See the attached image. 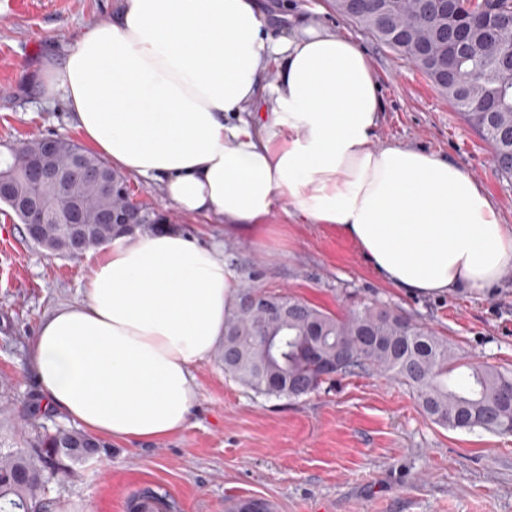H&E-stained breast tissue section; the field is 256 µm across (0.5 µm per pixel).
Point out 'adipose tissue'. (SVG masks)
I'll use <instances>...</instances> for the list:
<instances>
[{
    "label": "adipose tissue",
    "instance_id": "adipose-tissue-1",
    "mask_svg": "<svg viewBox=\"0 0 512 512\" xmlns=\"http://www.w3.org/2000/svg\"><path fill=\"white\" fill-rule=\"evenodd\" d=\"M39 92L113 168L259 250L287 245L270 221L285 203L413 296L489 288L512 266L480 183L439 153L376 143L384 101L364 50L313 20L277 34L258 0H121L44 60ZM238 287L218 240L177 226L114 238L83 302L37 327L43 408L116 442L180 432Z\"/></svg>",
    "mask_w": 512,
    "mask_h": 512
}]
</instances>
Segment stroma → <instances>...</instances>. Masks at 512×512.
Instances as JSON below:
<instances>
[{
  "label": "stroma",
  "mask_w": 512,
  "mask_h": 512,
  "mask_svg": "<svg viewBox=\"0 0 512 512\" xmlns=\"http://www.w3.org/2000/svg\"><path fill=\"white\" fill-rule=\"evenodd\" d=\"M118 0H24L0 4V152L38 137L77 139L63 101H41L42 58L64 56L89 24ZM282 15H307L365 50L378 75L385 111L376 132L438 152L476 179L512 229V178L494 165L483 141L414 64L344 19L335 0H261ZM128 182L136 202L207 239L212 221L182 215L152 184ZM288 248L266 254L245 245L260 287L324 309L381 300L433 328L462 354L512 371V274L482 290L414 297L387 285L360 250L334 230L290 222ZM86 257L47 255L16 217L0 213V445L19 446L37 391L26 364L41 319L83 298ZM199 401L179 434L152 442L108 443L53 503L74 512H125L128 497L152 490L168 512H225L227 499L248 493L272 512H512V434L449 430L434 424L411 390L381 375L336 377L298 399L266 398L224 373L214 354L195 368Z\"/></svg>",
  "instance_id": "35a3bbf8"
}]
</instances>
